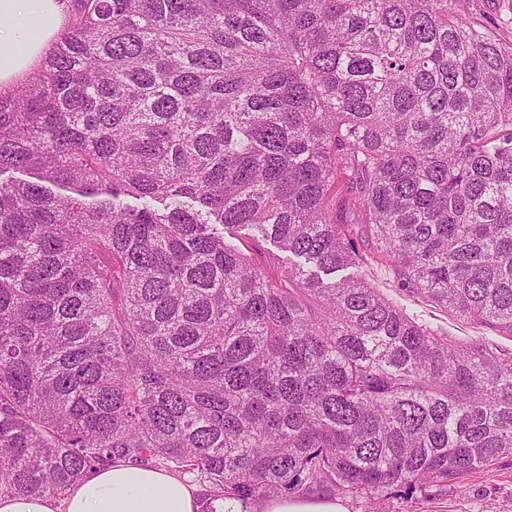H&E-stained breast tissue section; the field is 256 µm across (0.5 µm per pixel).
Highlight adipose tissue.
<instances>
[{
    "instance_id": "ef3b65f1",
    "label": "adipose tissue",
    "mask_w": 512,
    "mask_h": 512,
    "mask_svg": "<svg viewBox=\"0 0 512 512\" xmlns=\"http://www.w3.org/2000/svg\"><path fill=\"white\" fill-rule=\"evenodd\" d=\"M64 9L63 0H0V92L43 62ZM198 493L165 471L117 460L71 487L63 503L0 496V512H198Z\"/></svg>"
}]
</instances>
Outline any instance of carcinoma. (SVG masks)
Wrapping results in <instances>:
<instances>
[{"mask_svg":"<svg viewBox=\"0 0 512 512\" xmlns=\"http://www.w3.org/2000/svg\"><path fill=\"white\" fill-rule=\"evenodd\" d=\"M71 2L0 94V494L124 460L251 512L512 456V352L332 278L512 333V44L458 0ZM264 260H266L267 271L276 275L282 266L296 263H304V259L298 258L291 253L284 251L273 240L263 241ZM355 273L366 277L391 303L417 316L440 336H448V340L466 342L483 339L499 349L512 351V334L460 317L445 308L402 292L395 288L389 270L380 264L362 268L353 266L340 272L339 276Z\"/></svg>","mask_w":512,"mask_h":512,"instance_id":"carcinoma-1","label":"carcinoma"}]
</instances>
